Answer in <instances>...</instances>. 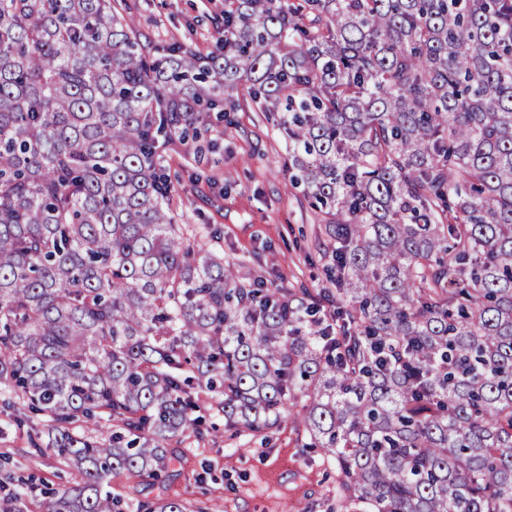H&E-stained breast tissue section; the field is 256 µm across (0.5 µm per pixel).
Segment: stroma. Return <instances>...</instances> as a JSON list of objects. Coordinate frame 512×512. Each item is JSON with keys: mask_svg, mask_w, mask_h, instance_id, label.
I'll use <instances>...</instances> for the list:
<instances>
[{"mask_svg": "<svg viewBox=\"0 0 512 512\" xmlns=\"http://www.w3.org/2000/svg\"><path fill=\"white\" fill-rule=\"evenodd\" d=\"M128 3L153 49L186 42L207 53L224 38V0ZM211 138L203 155L163 154L181 223L219 227L225 260L242 271L288 288L326 287L324 258L315 247L318 221L303 189L289 182L284 138L253 104L215 122ZM199 413L204 435L187 430L179 465L156 482L165 496L183 500L188 512H333L336 470L321 450L305 447L294 409L284 412L278 429L253 438L225 429L223 415L209 407ZM42 428L36 417L16 426L0 407V458L15 474L69 489L78 475L30 446L31 432Z\"/></svg>", "mask_w": 512, "mask_h": 512, "instance_id": "obj_1", "label": "stroma"}]
</instances>
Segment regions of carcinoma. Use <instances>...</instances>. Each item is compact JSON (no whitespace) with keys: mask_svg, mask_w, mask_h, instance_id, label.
Listing matches in <instances>:
<instances>
[{"mask_svg":"<svg viewBox=\"0 0 512 512\" xmlns=\"http://www.w3.org/2000/svg\"><path fill=\"white\" fill-rule=\"evenodd\" d=\"M243 87L330 288L177 223L160 149ZM202 393L239 434L301 406L336 512H512V0H225L208 54L153 51L126 0H0V402L80 476L45 512H186L109 479L178 461ZM34 492L0 472V512Z\"/></svg>","mask_w":512,"mask_h":512,"instance_id":"1","label":"carcinoma"}]
</instances>
